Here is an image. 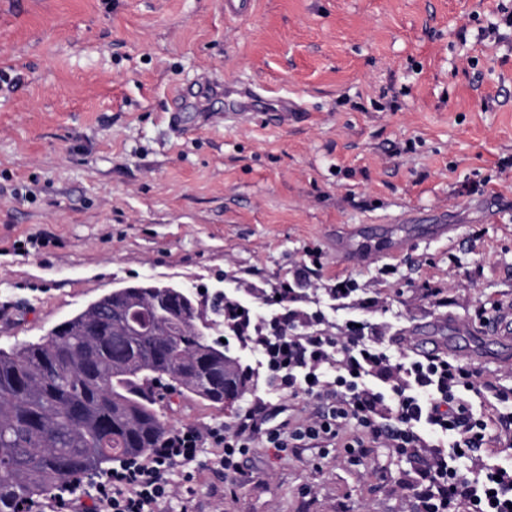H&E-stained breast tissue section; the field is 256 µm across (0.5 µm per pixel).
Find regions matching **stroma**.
I'll return each mask as SVG.
<instances>
[{
    "instance_id": "obj_1",
    "label": "stroma",
    "mask_w": 512,
    "mask_h": 512,
    "mask_svg": "<svg viewBox=\"0 0 512 512\" xmlns=\"http://www.w3.org/2000/svg\"><path fill=\"white\" fill-rule=\"evenodd\" d=\"M512 0H0V346L39 340L112 289L154 282L204 307L281 282L302 306L336 282L371 319L429 335L512 309ZM297 103L288 115L266 101ZM451 230L432 236L431 225ZM393 258L336 262L365 227ZM437 288L440 298L427 296ZM175 395L168 425L232 423ZM208 454L174 478L196 512H410L412 460L351 466L289 448L244 462L235 496ZM352 284L351 280H343L336 283L335 288H328L327 294L331 301H336L337 307H343L344 305H351L354 304L362 309H373L377 306V301H372L368 299L359 300L355 303V299H353V296L358 291L357 285L354 287H347L344 288L345 285ZM339 286H343V289H339ZM349 300V301H348Z\"/></svg>"
}]
</instances>
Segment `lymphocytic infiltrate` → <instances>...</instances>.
<instances>
[{"mask_svg": "<svg viewBox=\"0 0 512 512\" xmlns=\"http://www.w3.org/2000/svg\"><path fill=\"white\" fill-rule=\"evenodd\" d=\"M278 313L261 317L241 299L224 305L239 346L256 354L244 381L263 376L281 394L316 402L317 416L283 430L269 423L270 403L251 395L232 425L170 427L161 447L120 461L90 492H54L39 512H162L177 468L209 450L215 470L236 486L242 459L263 441L271 459L288 447L329 448L344 441L352 464L375 446L418 461L408 490L413 512H512V388L491 389L482 370L448 356H420L408 346L390 353L379 325L347 321L321 328L322 311L294 308L295 289L280 286Z\"/></svg>", "mask_w": 512, "mask_h": 512, "instance_id": "1", "label": "lymphocytic infiltrate"}]
</instances>
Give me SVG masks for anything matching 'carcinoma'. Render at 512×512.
I'll list each match as a JSON object with an SVG mask.
<instances>
[{
    "label": "carcinoma",
    "mask_w": 512,
    "mask_h": 512,
    "mask_svg": "<svg viewBox=\"0 0 512 512\" xmlns=\"http://www.w3.org/2000/svg\"><path fill=\"white\" fill-rule=\"evenodd\" d=\"M133 298L147 313L138 335L101 315ZM153 299L108 293L72 316L71 330L0 348V512H18L65 480L159 447L168 426L153 384L222 404L224 390L206 395L191 386L206 358L240 382L237 361L209 341L193 307ZM129 360L139 363L131 372Z\"/></svg>",
    "instance_id": "1"
}]
</instances>
